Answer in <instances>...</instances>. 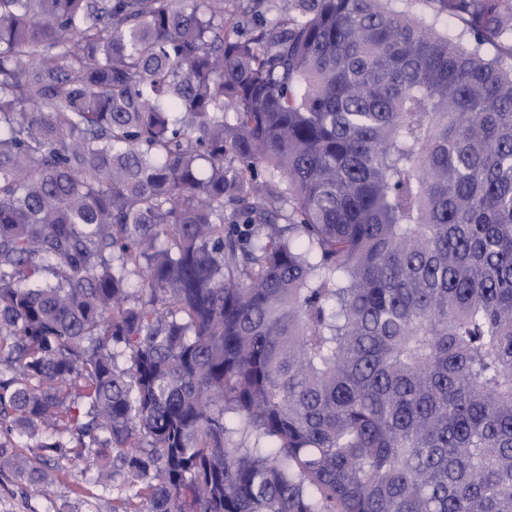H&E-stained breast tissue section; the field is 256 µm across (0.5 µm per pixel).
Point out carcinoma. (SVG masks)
Here are the masks:
<instances>
[{
  "label": "carcinoma",
  "mask_w": 512,
  "mask_h": 512,
  "mask_svg": "<svg viewBox=\"0 0 512 512\" xmlns=\"http://www.w3.org/2000/svg\"><path fill=\"white\" fill-rule=\"evenodd\" d=\"M422 2L0 0L3 436L112 512H512V0ZM50 432V429L41 427L37 429L33 435L16 437L15 448H13V451L20 457L34 458L40 456L42 459L46 460V457L42 455L47 454V452L41 451L40 448H37V443Z\"/></svg>",
  "instance_id": "carcinoma-1"
}]
</instances>
